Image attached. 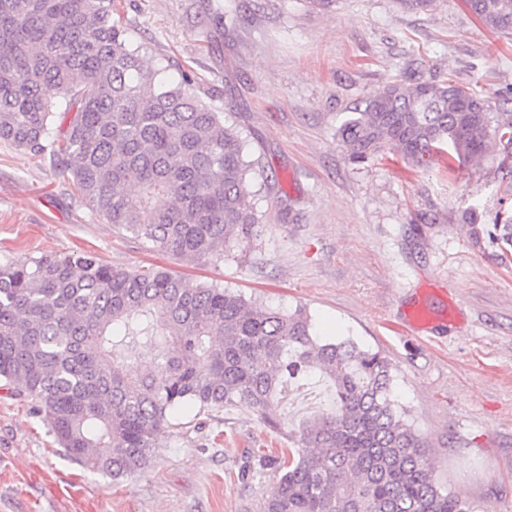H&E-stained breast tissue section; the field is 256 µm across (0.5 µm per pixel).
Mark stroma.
I'll return each instance as SVG.
<instances>
[{"label": "stroma", "instance_id": "stroma-1", "mask_svg": "<svg viewBox=\"0 0 512 512\" xmlns=\"http://www.w3.org/2000/svg\"><path fill=\"white\" fill-rule=\"evenodd\" d=\"M115 4L150 68L217 91L266 179L252 198L260 233L219 262L162 253L92 215L49 161L0 142V264L90 250L192 288L213 282L305 309L319 339L349 337L390 360L394 396L442 490L473 512H512V249L474 244L465 220L512 214V167L490 156L416 170L390 145L359 163L338 135L362 99L395 81L449 78L490 97L511 88L512 36L463 0L426 13L397 0ZM418 306L434 316L428 327L406 324ZM331 404L312 380L280 399L276 429L238 407L185 408L157 432L148 466L115 479L72 461L33 401L0 387V512H260L279 483L263 456L291 447ZM246 466L255 476L244 482Z\"/></svg>", "mask_w": 512, "mask_h": 512}]
</instances>
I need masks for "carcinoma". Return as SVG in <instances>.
<instances>
[{
    "mask_svg": "<svg viewBox=\"0 0 512 512\" xmlns=\"http://www.w3.org/2000/svg\"><path fill=\"white\" fill-rule=\"evenodd\" d=\"M512 33V0H464ZM114 0H0V141L70 174L92 215L174 256L221 261L260 233L256 166L239 130L181 76L158 79L112 21ZM67 123L53 126L58 114ZM353 160L388 144L418 169L439 155L512 164V114L455 84L392 82L339 128ZM134 186L138 193L126 188ZM512 247V218L493 225ZM142 341L146 372L124 362ZM317 372L334 405L305 424L263 512H472L432 475L393 398L392 367L351 339L323 341L310 318L248 302L164 269L112 267L91 251L0 265V380L35 403L73 460L114 478L143 470L155 434L183 406L237 405L276 427L288 385Z\"/></svg>",
    "mask_w": 512,
    "mask_h": 512,
    "instance_id": "1",
    "label": "carcinoma"
}]
</instances>
